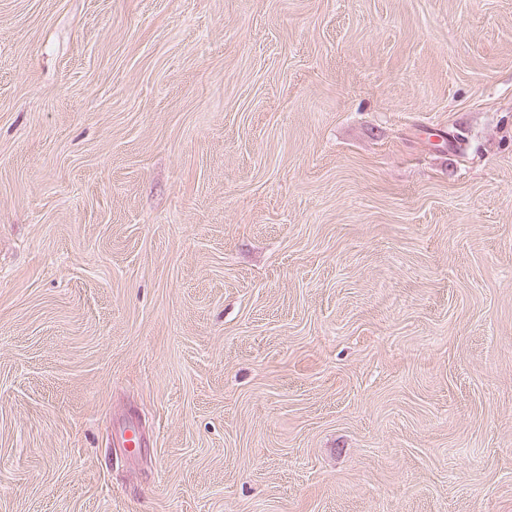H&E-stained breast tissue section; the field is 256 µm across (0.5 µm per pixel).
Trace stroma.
Segmentation results:
<instances>
[{"label": "stroma", "mask_w": 512, "mask_h": 512, "mask_svg": "<svg viewBox=\"0 0 512 512\" xmlns=\"http://www.w3.org/2000/svg\"><path fill=\"white\" fill-rule=\"evenodd\" d=\"M0 512H512V0H0Z\"/></svg>", "instance_id": "35a3bbf8"}]
</instances>
